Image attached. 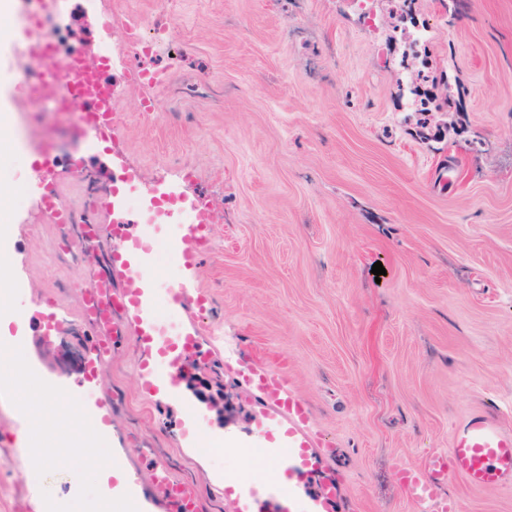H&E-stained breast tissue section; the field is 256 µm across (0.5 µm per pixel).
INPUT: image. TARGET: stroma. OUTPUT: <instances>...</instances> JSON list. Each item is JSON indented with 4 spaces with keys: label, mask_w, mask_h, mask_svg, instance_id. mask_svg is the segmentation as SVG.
Masks as SVG:
<instances>
[{
    "label": "stroma",
    "mask_w": 512,
    "mask_h": 512,
    "mask_svg": "<svg viewBox=\"0 0 512 512\" xmlns=\"http://www.w3.org/2000/svg\"><path fill=\"white\" fill-rule=\"evenodd\" d=\"M66 47L112 46L113 74L157 72L155 86L120 85L114 106L121 144L99 143L83 167L68 164L75 118L31 110L11 98L0 141L35 132L39 151L12 154L0 186L53 183L75 214L56 224L33 200L0 205L8 260L0 311L23 346L0 374L23 363L35 374L16 400L0 402V512H34L53 498L73 512H100L95 470L127 475L131 512H175L150 480L155 462L198 492L201 512H233L224 477L254 480L275 467L262 449L244 457L232 443L200 453L210 430L248 429L265 408L242 377L240 354L263 358L313 410L312 432L327 469L356 512H415L402 469L448 450L476 410L512 430V0H374L376 26L358 0H71ZM432 32L426 59L408 57L405 9ZM113 25L104 29L102 17ZM168 39L149 54L130 46L128 19ZM431 99L405 108L412 83ZM155 109H141L144 98ZM132 169L133 199H200L212 216V249L196 267L157 253L181 212L136 223L153 253L149 285L206 291L207 314L158 304L160 340L197 330L220 376L224 414L209 413L184 441L178 420L199 405L147 391L137 365L144 344L117 316L112 361L64 370L38 342L48 323L55 345L90 342L76 275L107 279L113 253V173ZM102 226L94 243L79 227ZM382 263L385 275L372 272ZM95 427L79 423L81 414ZM26 431L29 448L19 447ZM94 442L96 454L83 444ZM64 455L65 473L30 478L32 455ZM457 512H512V488L469 487L449 475Z\"/></svg>",
    "instance_id": "stroma-1"
}]
</instances>
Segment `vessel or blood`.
<instances>
[{
	"instance_id": "1",
	"label": "vessel or blood",
	"mask_w": 512,
	"mask_h": 512,
	"mask_svg": "<svg viewBox=\"0 0 512 512\" xmlns=\"http://www.w3.org/2000/svg\"><path fill=\"white\" fill-rule=\"evenodd\" d=\"M27 49L30 55L41 59L45 67L36 79L23 85V98L31 104L49 95L80 101L82 108L76 126L78 139L105 141L114 138L116 82L112 78L111 65L83 53L76 54L68 65L65 84L60 85L55 80L54 43L39 38L30 42ZM38 207L55 223L71 221L70 209L62 204L51 184H39ZM209 246V215L200 209L195 214L194 223L182 225L176 241L184 267L194 266ZM124 282V288L118 292L113 291L108 282L83 281L79 284L81 317L98 333L91 348V361L97 365L111 361L109 332L113 318L118 314L125 315L146 343L139 363L146 385L171 401H180L184 391L178 370L184 362L198 359V342L189 331L169 342L166 349L174 354L172 369L163 374L156 372L151 363V345L157 331L153 314L155 291L139 287L130 275L125 276ZM164 296L176 304L199 309L211 303L210 296L204 291H191L182 285L165 289ZM244 373L267 405L266 412L255 417V429L263 430L273 425L278 428L277 439L265 450L266 455L276 462V474L261 482L236 476L225 478L224 495L231 502L233 512H335L340 488L334 479L319 476L324 469V460L316 450L317 442L311 432L312 411L308 402L263 361L247 363ZM452 473L477 488L511 486L512 431L503 429L489 411L470 414L455 430L447 451L434 453L422 465L403 472L402 484L417 512H450L452 504L444 485ZM152 478L178 512H200L196 489L174 480L165 465H154Z\"/></svg>"
}]
</instances>
